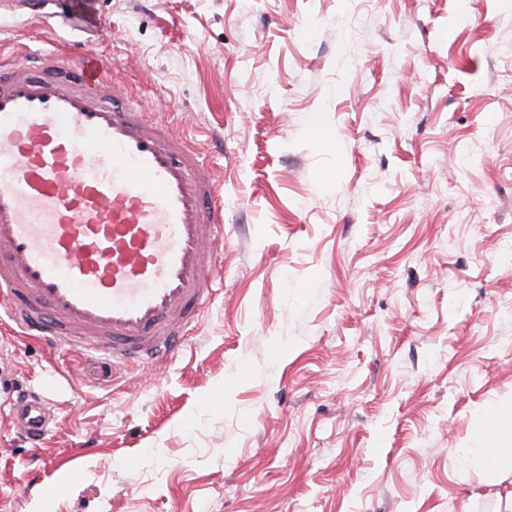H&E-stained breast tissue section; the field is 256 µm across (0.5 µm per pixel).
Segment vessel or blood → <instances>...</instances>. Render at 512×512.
Listing matches in <instances>:
<instances>
[{
  "mask_svg": "<svg viewBox=\"0 0 512 512\" xmlns=\"http://www.w3.org/2000/svg\"><path fill=\"white\" fill-rule=\"evenodd\" d=\"M0 56V300L24 335L126 365L175 356L224 237L218 174L95 57ZM12 416L34 440L37 399Z\"/></svg>",
  "mask_w": 512,
  "mask_h": 512,
  "instance_id": "b4317fda",
  "label": "vessel or blood"
}]
</instances>
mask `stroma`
Wrapping results in <instances>:
<instances>
[{"instance_id": "35a3bbf8", "label": "stroma", "mask_w": 512, "mask_h": 512, "mask_svg": "<svg viewBox=\"0 0 512 512\" xmlns=\"http://www.w3.org/2000/svg\"><path fill=\"white\" fill-rule=\"evenodd\" d=\"M53 10L0 0V52L99 59L221 174L224 241L154 365L0 311V512H498L512 467L466 453L512 404V0ZM12 418L16 419L25 432L37 441L43 438L49 424L45 403L37 399L18 401L12 410Z\"/></svg>"}]
</instances>
